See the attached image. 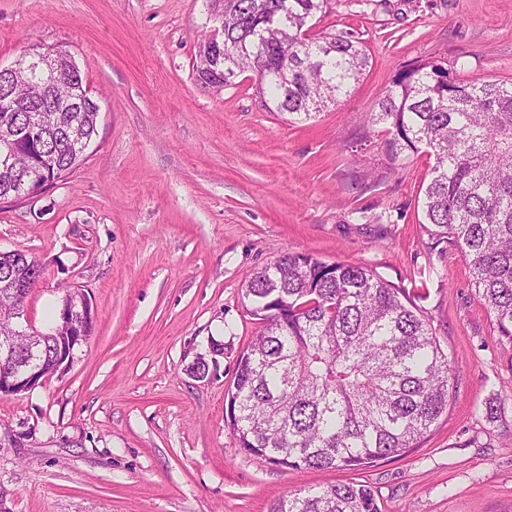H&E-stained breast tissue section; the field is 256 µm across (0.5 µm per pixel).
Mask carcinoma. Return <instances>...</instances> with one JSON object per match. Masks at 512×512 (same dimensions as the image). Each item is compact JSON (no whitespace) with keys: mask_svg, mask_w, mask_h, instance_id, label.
Instances as JSON below:
<instances>
[{"mask_svg":"<svg viewBox=\"0 0 512 512\" xmlns=\"http://www.w3.org/2000/svg\"><path fill=\"white\" fill-rule=\"evenodd\" d=\"M224 85L252 72L272 112L311 117L365 74V46L346 30L307 34L329 0H223ZM89 97L73 67L35 105L46 128L27 137L28 112L0 111V141L17 151L0 165V200L19 199L44 166L65 179L90 141L98 111L58 112ZM368 124L387 125L392 159L422 144L435 156L422 211L435 243L457 247L479 298L512 342V82L466 83L444 59L402 67L378 96ZM44 269L23 251L0 254V336ZM247 310L262 331L241 353L225 401L240 451L288 469L357 470L415 447L448 410L450 360L427 316L405 290L364 266L284 254L245 281ZM270 512H381L357 482L309 487L276 499Z\"/></svg>","mask_w":512,"mask_h":512,"instance_id":"cac0c4a2","label":"carcinoma"}]
</instances>
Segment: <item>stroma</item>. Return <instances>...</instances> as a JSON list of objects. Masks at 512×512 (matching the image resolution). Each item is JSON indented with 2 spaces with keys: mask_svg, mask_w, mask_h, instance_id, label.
Listing matches in <instances>:
<instances>
[{
  "mask_svg": "<svg viewBox=\"0 0 512 512\" xmlns=\"http://www.w3.org/2000/svg\"><path fill=\"white\" fill-rule=\"evenodd\" d=\"M315 22L352 31L371 64L296 122L265 109L249 74L221 89L196 81L208 0H0V65L33 45L65 49L100 107L73 174L0 203V250L44 267L29 323L44 327L77 288L94 311L69 367L0 396V512H269L279 496L340 481L372 487L382 512H512V344L460 251L423 226L433 155L391 160L385 132L366 123L415 61L511 81L512 0H329ZM286 253L375 270L430 318L453 397L415 448L357 471L240 452L224 393L262 326L242 289Z\"/></svg>",
  "mask_w": 512,
  "mask_h": 512,
  "instance_id": "stroma-1",
  "label": "stroma"
}]
</instances>
